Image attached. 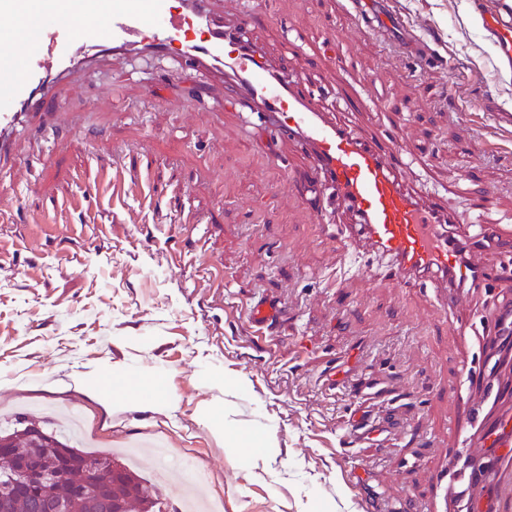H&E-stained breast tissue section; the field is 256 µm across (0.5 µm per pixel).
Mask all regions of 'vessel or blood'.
I'll return each mask as SVG.
<instances>
[{"label":"vessel or blood","instance_id":"obj_1","mask_svg":"<svg viewBox=\"0 0 512 512\" xmlns=\"http://www.w3.org/2000/svg\"><path fill=\"white\" fill-rule=\"evenodd\" d=\"M364 25L381 34L405 36L403 22L388 0H355ZM481 28L492 45L500 72H512V0H487ZM95 28L103 44L120 49L131 44L170 55L223 75L234 94L265 112L266 124L282 137L304 144L311 158L310 176L358 218L350 233L359 243L387 258L399 284L432 283L449 289L457 279L487 287L512 278V267L490 270L477 253L481 237L468 233L469 222L409 187L402 178L406 148L393 141H373L365 133L320 111L296 79L275 73L257 58L256 49L227 36L224 13L215 0H0V169L11 157L20 131L40 135L41 119L56 105L45 82L49 70L68 76L84 59L85 31ZM203 31L200 39L190 30ZM275 307L256 302L248 326L270 331ZM359 417L349 425L363 438L371 417L390 410L398 396L358 392Z\"/></svg>","mask_w":512,"mask_h":512}]
</instances>
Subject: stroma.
Returning a JSON list of instances; mask_svg holds the SVG:
<instances>
[{"instance_id":"1","label":"stroma","mask_w":512,"mask_h":512,"mask_svg":"<svg viewBox=\"0 0 512 512\" xmlns=\"http://www.w3.org/2000/svg\"><path fill=\"white\" fill-rule=\"evenodd\" d=\"M261 2L245 36L268 64L298 71L323 111L409 143L408 184L464 212L473 176L489 192L474 224L512 227V127L488 109L512 110V75L473 0H391L422 56L359 28L347 0ZM57 96L65 127L21 134L0 171L17 210L0 224V426L80 411L84 450L166 445L223 512H457L462 491L512 497V458L483 489L457 437L478 414L499 417L465 377L488 374L486 323L512 303L511 281L457 308L398 285L384 258L349 243L345 208L290 189L309 171L305 150L172 57L104 50ZM96 165L125 172L124 194L85 180ZM331 267L344 271L335 292L318 282ZM262 296L284 310L268 337L246 322ZM101 363L124 397L159 370L160 410L116 412L77 391L74 377ZM360 376L407 395L379 442L348 426L343 388ZM204 408L243 446L217 438Z\"/></svg>"}]
</instances>
